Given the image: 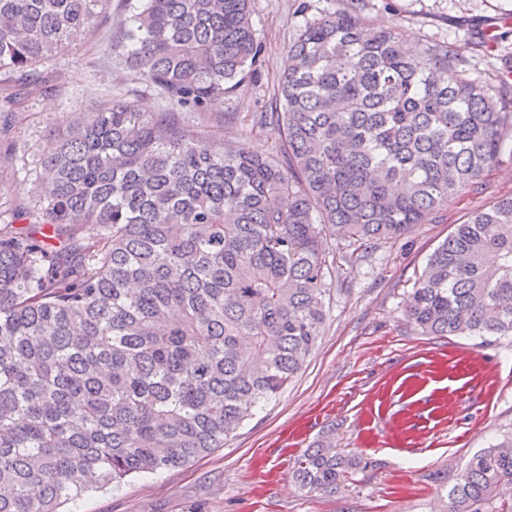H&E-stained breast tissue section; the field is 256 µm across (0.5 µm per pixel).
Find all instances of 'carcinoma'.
I'll return each mask as SVG.
<instances>
[{"label":"carcinoma","mask_w":512,"mask_h":512,"mask_svg":"<svg viewBox=\"0 0 512 512\" xmlns=\"http://www.w3.org/2000/svg\"><path fill=\"white\" fill-rule=\"evenodd\" d=\"M108 2L0 0V83L38 86ZM250 2L134 0L112 51L165 98L157 112L110 98L29 144L0 94V175L24 193L0 201V512H63L224 447L312 351L333 247L359 259L432 223L512 140V83L491 90L443 43L409 48L363 0L288 46L253 116L273 151L224 140L216 108L260 62ZM405 316L424 335H512V196L453 225ZM367 466L320 441L291 478L334 493ZM511 484L507 437L470 458L440 512H512Z\"/></svg>","instance_id":"cac0c4a2"}]
</instances>
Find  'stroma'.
<instances>
[{"instance_id":"obj_1","label":"stroma","mask_w":512,"mask_h":512,"mask_svg":"<svg viewBox=\"0 0 512 512\" xmlns=\"http://www.w3.org/2000/svg\"><path fill=\"white\" fill-rule=\"evenodd\" d=\"M347 0H252L261 64L225 97L224 136H246L261 153L273 137L252 130L285 70L287 50L306 16ZM128 13L111 0L108 21L53 67L54 89L26 97L22 139L58 112H94L128 98L146 110L163 102L112 52ZM364 17L398 25L414 41L444 43L470 72L498 86L512 64V0H367ZM494 30L497 49L478 38ZM512 195V155L483 184L449 203L437 221L416 224L395 243L354 262L336 259L324 330L298 377L246 420L224 447L187 466L87 492L67 512H433L435 475L456 480L477 451L512 434V336H423L403 311L415 272L453 225ZM336 450L368 461L333 494L298 491L288 471L326 432Z\"/></svg>"}]
</instances>
